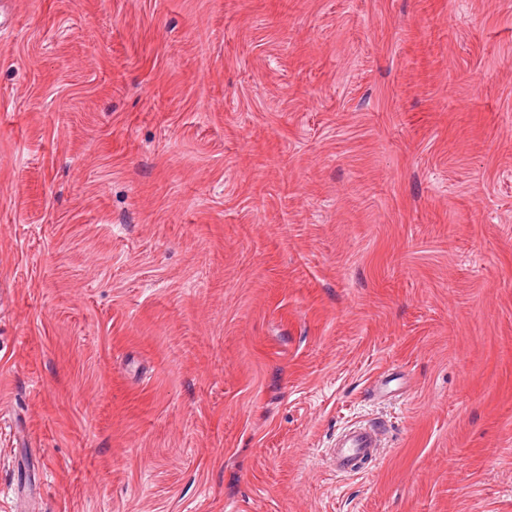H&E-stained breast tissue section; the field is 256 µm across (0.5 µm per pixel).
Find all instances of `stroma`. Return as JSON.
I'll return each mask as SVG.
<instances>
[{
	"label": "stroma",
	"instance_id": "35a3bbf8",
	"mask_svg": "<svg viewBox=\"0 0 512 512\" xmlns=\"http://www.w3.org/2000/svg\"><path fill=\"white\" fill-rule=\"evenodd\" d=\"M0 512H512V0H0ZM384 439L385 433L380 424L368 422L350 425L336 436L335 448H328L326 457L329 465L338 474H360L365 464L380 457Z\"/></svg>",
	"mask_w": 512,
	"mask_h": 512
}]
</instances>
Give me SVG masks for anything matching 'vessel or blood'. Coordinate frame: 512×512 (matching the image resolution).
Listing matches in <instances>:
<instances>
[{
    "instance_id": "1",
    "label": "vessel or blood",
    "mask_w": 512,
    "mask_h": 512,
    "mask_svg": "<svg viewBox=\"0 0 512 512\" xmlns=\"http://www.w3.org/2000/svg\"><path fill=\"white\" fill-rule=\"evenodd\" d=\"M384 439L385 433L380 424L350 425L337 435L333 448L327 450V460L336 473H362L365 464L379 458Z\"/></svg>"
}]
</instances>
